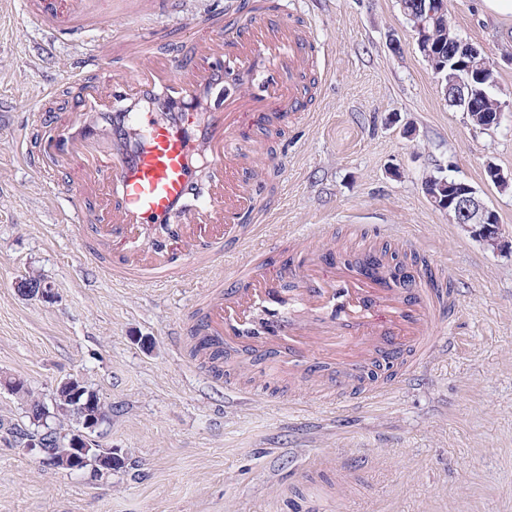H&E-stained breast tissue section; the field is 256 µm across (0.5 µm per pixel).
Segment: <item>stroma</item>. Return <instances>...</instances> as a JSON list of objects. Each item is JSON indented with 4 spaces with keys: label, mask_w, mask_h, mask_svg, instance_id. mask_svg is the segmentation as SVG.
<instances>
[{
    "label": "stroma",
    "mask_w": 512,
    "mask_h": 512,
    "mask_svg": "<svg viewBox=\"0 0 512 512\" xmlns=\"http://www.w3.org/2000/svg\"><path fill=\"white\" fill-rule=\"evenodd\" d=\"M115 12L116 37L173 48L189 21L210 12L235 21L228 0H140ZM311 27L320 45L306 72L309 112L281 133L256 126L250 143L279 166L258 179L255 239L326 224L358 245L400 229L455 273L460 304L453 350L440 353L373 402L336 406L321 385L269 388L261 366H237L234 386L213 381L185 343H174L205 282L195 274L161 287L98 277L85 241L61 226L57 189L17 150L35 134V108L70 112L78 62L113 51L88 31L59 40L28 21L21 0H0V379L23 380L50 401L77 375L112 404L98 443L132 456L138 477L67 474L19 446L0 444V512H512V105L484 131L448 106L397 0H273ZM450 21L493 60L512 95V16L484 0H450ZM57 95L36 103L38 90ZM473 185L497 211L491 247L434 207V172ZM34 276L50 302L21 296Z\"/></svg>",
    "instance_id": "obj_1"
}]
</instances>
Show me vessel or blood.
Here are the masks:
<instances>
[{"mask_svg":"<svg viewBox=\"0 0 512 512\" xmlns=\"http://www.w3.org/2000/svg\"><path fill=\"white\" fill-rule=\"evenodd\" d=\"M112 8L113 0H25L29 20L58 35L111 37ZM246 10L247 26L211 16L188 47L145 42L109 64L68 117L37 113L52 135L42 150L21 147L20 158L53 180L74 170L61 189L64 222L91 240L100 277L162 286L188 271L207 276L227 247L239 248L230 284L206 291L189 335L248 352L293 381L327 380L339 396L372 368L409 375L455 345L440 331L458 312L447 269L429 268L413 245L415 261L399 268L375 246H336L323 224L309 231L315 245H297L279 264L270 256L280 239L250 244L244 219L260 202L242 178L254 156L239 143L257 123L306 112L296 78L315 38L257 0Z\"/></svg>","mask_w":512,"mask_h":512,"instance_id":"obj_1","label":"vessel or blood"}]
</instances>
